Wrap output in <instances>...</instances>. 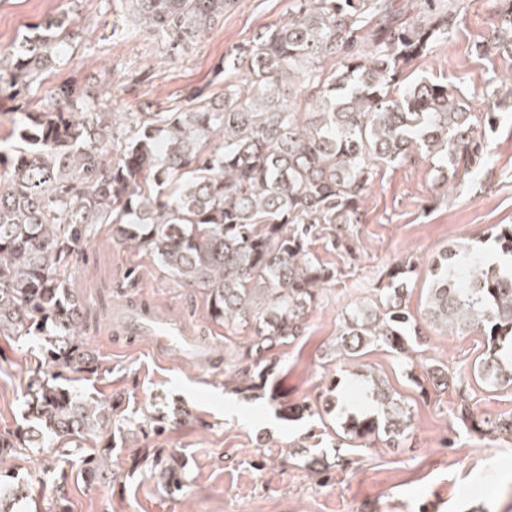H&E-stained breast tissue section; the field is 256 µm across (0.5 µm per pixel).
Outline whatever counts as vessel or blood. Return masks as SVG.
<instances>
[{
	"label": "vessel or blood",
	"instance_id": "b4317fda",
	"mask_svg": "<svg viewBox=\"0 0 512 512\" xmlns=\"http://www.w3.org/2000/svg\"><path fill=\"white\" fill-rule=\"evenodd\" d=\"M114 323L116 335L151 337L157 354L176 353L207 367L214 364L208 343L196 342L187 322L171 319L153 304L133 301L117 308Z\"/></svg>",
	"mask_w": 512,
	"mask_h": 512
}]
</instances>
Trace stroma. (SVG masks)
<instances>
[{
    "label": "stroma",
    "instance_id": "stroma-1",
    "mask_svg": "<svg viewBox=\"0 0 512 512\" xmlns=\"http://www.w3.org/2000/svg\"><path fill=\"white\" fill-rule=\"evenodd\" d=\"M459 3L450 37L412 62L405 77L446 85L475 114L494 111L495 124L479 127L468 164L445 166L417 149L379 166L361 221L348 228L353 252L313 240V255L335 268L336 279L306 314L304 336L280 349V365L262 391L234 393L224 386L223 367L202 369L175 354H154L147 337L130 342L114 335L113 310L135 298L195 326L216 353L247 338L214 324L199 291L179 287L157 261L113 241L111 227L100 226L80 246L68 287L84 305L82 338L99 366L61 384L117 402L109 472L94 480L77 460L27 449L6 464L32 494L17 512H40L59 489L69 512H512V434L494 426L512 418V387L491 388L474 377L484 353L479 333L426 323L425 344L407 355L372 346L345 365L336 353L346 313L383 286L394 262H414L407 302L415 316L423 312L433 259L454 242L468 240L487 262H507L491 235L495 226L512 224V51L489 45L499 0ZM293 9L294 0H236L192 49L178 53L165 37L133 32L123 0H0V61H9L35 23L67 18L80 31L66 58L44 70L23 100L0 93V151L10 152L7 135L21 113L45 110L65 85L111 100L116 112L184 108L198 88L223 102L225 80L241 88L247 80L240 70L217 75L218 63ZM133 271L138 280L130 290ZM41 347L35 337L0 335L1 433L25 423L26 387ZM434 364L447 366L453 386L420 389L426 366ZM366 373L383 378L413 410L404 439L340 437L327 388L335 381L354 397ZM462 402L479 428L457 418ZM301 405L312 415L285 420L284 407ZM164 406L176 417L158 434L148 417ZM168 457L184 464L185 482L174 494L155 467Z\"/></svg>",
    "mask_w": 512,
    "mask_h": 512
}]
</instances>
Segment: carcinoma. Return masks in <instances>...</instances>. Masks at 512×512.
I'll return each mask as SVG.
<instances>
[{"instance_id": "carcinoma-1", "label": "carcinoma", "mask_w": 512, "mask_h": 512, "mask_svg": "<svg viewBox=\"0 0 512 512\" xmlns=\"http://www.w3.org/2000/svg\"><path fill=\"white\" fill-rule=\"evenodd\" d=\"M138 28L162 35L172 49L194 44L235 0H126ZM399 9L393 0H295L288 18L261 29L217 66L249 74L252 95L224 85L214 107L204 90L186 111H112L64 87L56 105L23 112L0 182V335L46 337L42 356L56 369L27 387L32 425L0 434V461L18 448H51L76 457L93 476L111 458L112 440L86 442L108 428L117 404L81 396L55 383L67 372L94 373L96 354L79 339L83 305L66 285L80 245L97 225L112 238L153 256L183 288L205 294L211 319L247 341L224 352V373L239 392L265 388L278 359L273 351L305 332V314L336 278L311 256L317 232L325 246L348 251L342 226L357 224L360 206L381 164L401 162L422 149L456 167L473 142L474 113L430 80L405 86L404 70L448 38L457 5L419 0ZM497 42L512 50V0H501ZM63 22L34 24L9 62L10 98L63 58L77 38ZM342 57V69L324 74L320 62ZM312 97L314 120L280 99L283 80ZM494 240L512 256V225ZM471 253L465 243L433 261L425 320L484 336L486 354L473 372L492 387H512V271L471 260L467 284L455 274ZM411 264H392L377 289L378 307L355 306L337 347L355 360L369 346L406 354L421 345L405 294ZM365 408L346 411L340 427L351 440L380 433L393 440L412 425L408 406L384 381H365ZM166 486L182 487V462L157 460ZM0 470V512L29 496L6 484Z\"/></svg>"}]
</instances>
